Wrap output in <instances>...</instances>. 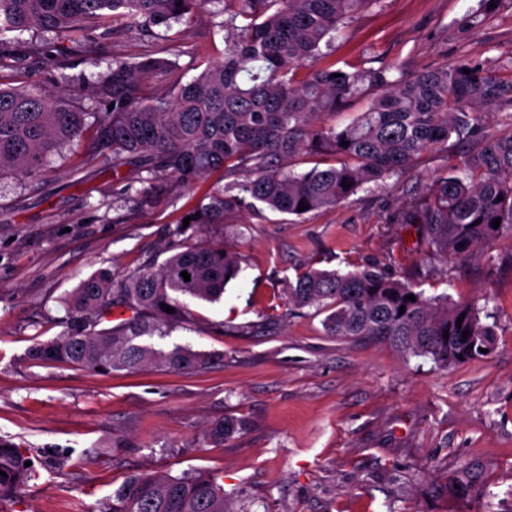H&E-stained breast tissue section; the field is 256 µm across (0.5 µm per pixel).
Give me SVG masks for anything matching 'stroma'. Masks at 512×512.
<instances>
[{"instance_id":"1","label":"stroma","mask_w":512,"mask_h":512,"mask_svg":"<svg viewBox=\"0 0 512 512\" xmlns=\"http://www.w3.org/2000/svg\"><path fill=\"white\" fill-rule=\"evenodd\" d=\"M374 0L336 34L337 65L409 70L460 59L512 77V0ZM200 13L172 28L138 27L93 44L52 33L7 46L0 84L69 93L87 112L83 138L33 177L0 178V438L34 473L0 499V512H102L131 473L218 475L249 512H512V236L467 259L435 254L395 217L465 153L429 152L404 173L367 184L342 206L297 218L237 210L195 228L242 258L216 303L188 301L190 326L155 340L187 345L209 362L190 373L145 367L110 373L38 365L29 349L59 336L64 300L98 270L122 278L161 264L170 227L211 192L222 172L170 191L142 212L88 146L112 102V59L163 57L190 81L221 58L222 33ZM373 264L426 295L485 304L490 355L441 366L361 339L326 335L320 315L289 305L286 288L314 267ZM222 418L245 430L216 447Z\"/></svg>"}]
</instances>
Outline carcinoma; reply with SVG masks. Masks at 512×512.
<instances>
[{"label": "carcinoma", "mask_w": 512, "mask_h": 512, "mask_svg": "<svg viewBox=\"0 0 512 512\" xmlns=\"http://www.w3.org/2000/svg\"><path fill=\"white\" fill-rule=\"evenodd\" d=\"M370 0H0V36L52 32L72 37L111 27L95 19H126L142 26L172 27L203 9L224 31V53L189 82L173 77L162 58L112 59V111L103 113L98 143L112 156V172L135 191L143 208L165 195L166 179L186 185L224 171V189L188 212V226L169 229L183 237L158 268L138 269L120 282L101 270L82 280L66 298L71 321L56 339L28 352L38 364H67L103 371L139 369L191 372L208 355L188 346L164 351L154 337L187 323L181 299L213 303L235 279L241 257L224 242L194 243L188 230L222 224L243 206L261 205L298 218L342 205L364 185L409 169L424 153L474 143L462 175L450 172L422 190L398 213L435 251L463 258L487 248L504 229L512 231V131L484 133L487 116L512 110V79L483 62L407 72L398 66L350 70L317 61L335 51L333 33ZM469 69L464 73L463 69ZM170 81L150 93L152 79ZM365 111L342 128L322 120L365 93ZM86 113L63 94L0 87V177L40 173L49 156L81 139ZM347 145H342V142ZM333 158L327 167L297 171L307 156ZM127 166L132 172L121 174ZM350 184L344 188L342 183ZM502 200H497V197ZM308 209L298 211L299 203ZM199 218H193V215ZM501 219L497 228L492 221ZM190 274L186 281L181 272ZM288 303L324 315L327 335L387 344L404 355L428 356L450 366L486 357L495 333L469 302L426 297L409 282L375 267L341 273L308 268L286 288ZM412 294L415 300L407 299ZM174 309L168 313L161 305ZM405 312H400V308ZM130 316L103 328L114 309ZM462 323H457L459 316ZM468 338H463V331ZM240 419L212 423L214 446L242 432ZM0 498L30 478L20 450L0 439ZM102 512H248L231 508L213 474L173 477L132 473Z\"/></svg>", "instance_id": "obj_1"}]
</instances>
